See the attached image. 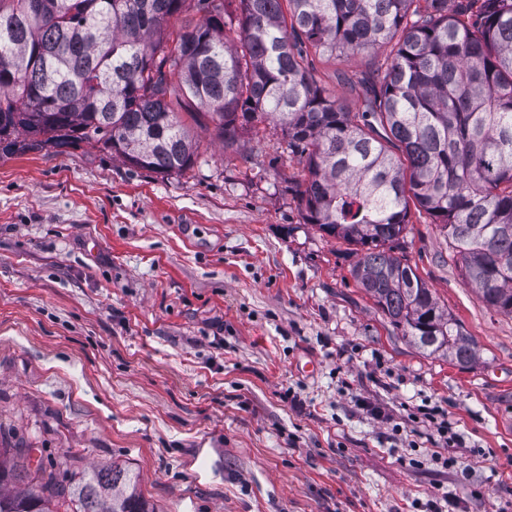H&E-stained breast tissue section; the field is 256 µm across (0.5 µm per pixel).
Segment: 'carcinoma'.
<instances>
[{
  "instance_id": "cac0c4a2",
  "label": "carcinoma",
  "mask_w": 512,
  "mask_h": 512,
  "mask_svg": "<svg viewBox=\"0 0 512 512\" xmlns=\"http://www.w3.org/2000/svg\"><path fill=\"white\" fill-rule=\"evenodd\" d=\"M0 0V152L95 140L129 165L183 172L214 124L224 151L278 129L306 171L305 223L364 251L359 287L417 348L460 368L475 340L405 262L410 206L441 225L486 305L512 316V0ZM236 30L228 40L226 28ZM396 40L359 81L361 114L337 103L310 54ZM380 126L382 139L374 136ZM400 151L396 156L389 147ZM33 448L0 458V512H154L118 466L63 483Z\"/></svg>"
}]
</instances>
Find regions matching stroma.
<instances>
[{
  "label": "stroma",
  "mask_w": 512,
  "mask_h": 512,
  "mask_svg": "<svg viewBox=\"0 0 512 512\" xmlns=\"http://www.w3.org/2000/svg\"><path fill=\"white\" fill-rule=\"evenodd\" d=\"M391 50L314 75L357 113ZM194 133L170 175L87 141L0 156V448L64 480L122 466L155 512H512V316L438 225L411 211L401 252L476 340L467 369L409 344L356 246L304 223L279 132L234 153Z\"/></svg>",
  "instance_id": "stroma-1"
}]
</instances>
